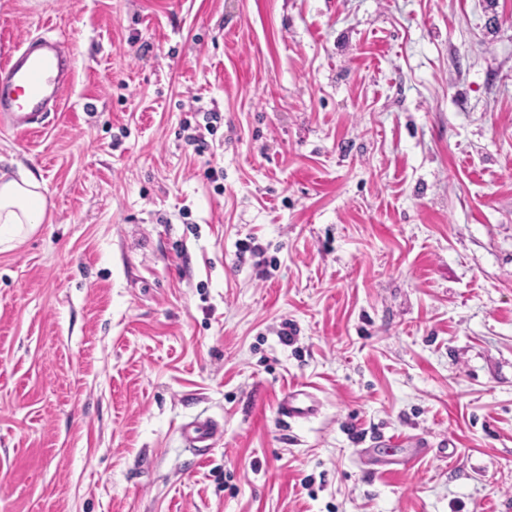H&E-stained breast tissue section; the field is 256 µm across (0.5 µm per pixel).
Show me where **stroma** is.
I'll use <instances>...</instances> for the list:
<instances>
[{
  "label": "stroma",
  "mask_w": 512,
  "mask_h": 512,
  "mask_svg": "<svg viewBox=\"0 0 512 512\" xmlns=\"http://www.w3.org/2000/svg\"><path fill=\"white\" fill-rule=\"evenodd\" d=\"M37 35L75 72L0 129L47 198L0 253V512H512V0H0V60ZM398 432L412 471L357 456ZM311 386L301 383L284 393L278 404L280 420L287 425L306 420L317 413L318 401ZM220 426L210 419H197L183 428V436L189 448H209L221 437ZM408 446H413L408 448ZM428 444L413 442L410 437L402 434L381 436L372 441L369 448H360L359 455L367 452L370 448H404L405 454L399 458L392 459L385 465H400L396 471H409L417 461L427 452Z\"/></svg>",
  "instance_id": "35a3bbf8"
}]
</instances>
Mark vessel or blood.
Here are the masks:
<instances>
[{
	"mask_svg": "<svg viewBox=\"0 0 512 512\" xmlns=\"http://www.w3.org/2000/svg\"><path fill=\"white\" fill-rule=\"evenodd\" d=\"M72 60L59 40L37 36L14 49L0 66V127L26 132L60 104L71 84ZM318 411V401L309 385L301 383L284 393L278 415L284 424L310 418ZM220 426L210 419H197L183 428L188 447L208 448L220 438ZM376 448H400L403 456L396 463L401 470L412 469L427 452L423 443L412 442L402 434L376 438Z\"/></svg>",
	"mask_w": 512,
	"mask_h": 512,
	"instance_id": "1",
	"label": "vessel or blood"
}]
</instances>
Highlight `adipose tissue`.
<instances>
[{
  "mask_svg": "<svg viewBox=\"0 0 512 512\" xmlns=\"http://www.w3.org/2000/svg\"><path fill=\"white\" fill-rule=\"evenodd\" d=\"M47 200L38 178L25 168L0 176V252L14 249L42 224Z\"/></svg>",
  "mask_w": 512,
  "mask_h": 512,
  "instance_id": "adipose-tissue-1",
  "label": "adipose tissue"
}]
</instances>
